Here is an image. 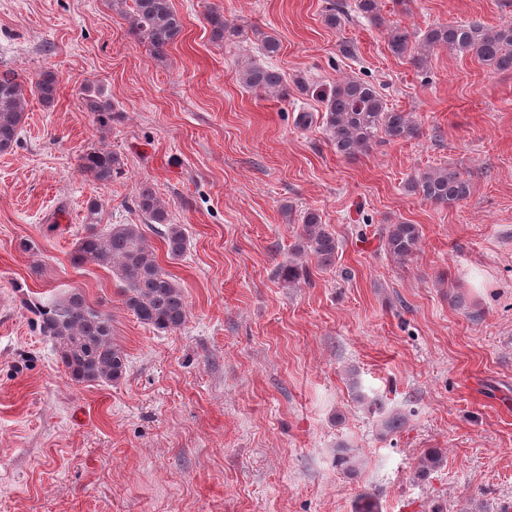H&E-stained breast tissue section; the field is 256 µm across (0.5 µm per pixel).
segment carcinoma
<instances>
[{
  "mask_svg": "<svg viewBox=\"0 0 512 512\" xmlns=\"http://www.w3.org/2000/svg\"><path fill=\"white\" fill-rule=\"evenodd\" d=\"M112 9L129 24V33L147 45L156 58H162L183 33V22L171 0H111ZM359 14L382 29L389 50L397 57L409 55L422 66L439 49L470 53L496 71L512 70V25L490 28L479 21L457 25H437L418 34L406 26L387 24L382 16V0H355ZM211 39L236 43L244 30L224 18L218 8L206 16ZM242 83L253 90L279 98L288 97L284 76L268 66L249 62L241 70ZM60 80L51 70H44L32 80L12 69L0 70V153L10 151L19 139L30 97L42 104L54 103ZM85 110L95 115L99 126L112 119L111 105L85 91ZM326 131L336 153L354 157L370 149L377 138L387 141L414 139L420 126L411 112L388 107L379 92L353 76L336 82L323 97ZM80 171L94 181L108 184L123 175V163L114 152L92 148L80 157ZM408 191L420 199L453 206L470 195V184L456 171L446 167L427 170L407 184ZM132 204L147 223L156 224L167 255L180 257L187 239L178 224L169 223L168 210L151 189H140ZM297 250L326 268L334 264L338 248L335 235L324 224L319 212L307 210L300 216ZM100 224L99 205L92 200L85 215V230L77 239L73 264H92L110 270L120 284L126 309L143 325L158 332L180 329L187 321L188 309L180 284L160 266L139 224ZM386 252L403 262L411 258L421 242L417 224H389L380 230ZM42 333L52 338L54 349L66 374L77 384L116 385L126 375L127 354L112 336L111 317L91 306L82 291L75 290L48 303H35ZM444 460L440 448L426 450L418 459L417 474L426 476Z\"/></svg>",
  "mask_w": 512,
  "mask_h": 512,
  "instance_id": "1",
  "label": "carcinoma"
}]
</instances>
